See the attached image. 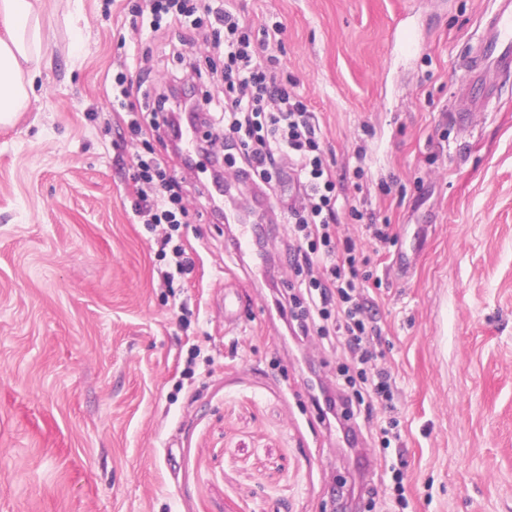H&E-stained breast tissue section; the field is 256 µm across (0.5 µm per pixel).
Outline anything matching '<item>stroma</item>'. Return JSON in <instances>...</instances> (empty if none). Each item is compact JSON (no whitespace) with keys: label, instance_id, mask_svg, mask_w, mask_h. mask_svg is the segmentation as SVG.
<instances>
[{"label":"stroma","instance_id":"1","mask_svg":"<svg viewBox=\"0 0 512 512\" xmlns=\"http://www.w3.org/2000/svg\"><path fill=\"white\" fill-rule=\"evenodd\" d=\"M140 0H41L50 40L36 97L0 126V512H512V73L469 125L452 106L457 72L495 0H239L278 17L259 47L317 113L336 169L365 154L350 203L388 220L393 252L368 269L384 351L400 392L403 456L368 465L344 452L305 389L336 385L335 339H287L268 307L296 292L273 202L235 192L268 235L265 263L228 243L208 176L188 170L166 127L125 137L177 83L199 102L224 95L223 56L186 66L210 28H133ZM413 29L414 50L391 35ZM134 88L112 107V79ZM153 159L185 204L189 273L166 262L132 210ZM239 296L224 324V292ZM404 464L408 508L384 492Z\"/></svg>","mask_w":512,"mask_h":512}]
</instances>
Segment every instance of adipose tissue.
<instances>
[{"mask_svg": "<svg viewBox=\"0 0 512 512\" xmlns=\"http://www.w3.org/2000/svg\"><path fill=\"white\" fill-rule=\"evenodd\" d=\"M0 20L8 30L0 39V124L8 125L30 103L37 76L31 65L42 56L47 35L39 0H0Z\"/></svg>", "mask_w": 512, "mask_h": 512, "instance_id": "ef3b65f1", "label": "adipose tissue"}]
</instances>
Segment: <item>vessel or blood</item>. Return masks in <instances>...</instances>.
Returning <instances> with one entry per match:
<instances>
[{
	"label": "vessel or blood",
	"mask_w": 512,
	"mask_h": 512,
	"mask_svg": "<svg viewBox=\"0 0 512 512\" xmlns=\"http://www.w3.org/2000/svg\"><path fill=\"white\" fill-rule=\"evenodd\" d=\"M455 112L461 122L487 111L496 97L494 75L512 70V0H500L481 22V34L471 56L461 65Z\"/></svg>",
	"instance_id": "vessel-or-blood-1"
}]
</instances>
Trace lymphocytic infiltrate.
<instances>
[{
    "mask_svg": "<svg viewBox=\"0 0 512 512\" xmlns=\"http://www.w3.org/2000/svg\"><path fill=\"white\" fill-rule=\"evenodd\" d=\"M203 2L224 30V98L216 110L224 129L225 181H238L246 173L253 183L270 187L288 167L301 187L300 195L279 212L288 225L284 249L292 257L291 266L307 272L309 279L299 294L276 296L273 304L280 315L290 317L296 335L333 336L344 346L350 358L337 366L344 386L334 396L320 390L322 403L368 425L378 413H387L388 421L378 426V439L382 448H390L399 439L398 422L392 417L393 380L384 354L373 345L380 333L377 303L362 272L370 258L341 234V216L350 213L381 244L395 242L392 227L347 205L343 184L321 147L315 112L260 60L258 46L279 40L284 24L246 19L235 0ZM139 168L142 186L134 213L157 233L159 254H171L174 268L187 270L190 260L175 242L184 213L182 198L160 166L143 160Z\"/></svg>",
    "mask_w": 512,
    "mask_h": 512,
    "instance_id": "obj_1",
    "label": "lymphocytic infiltrate"
}]
</instances>
